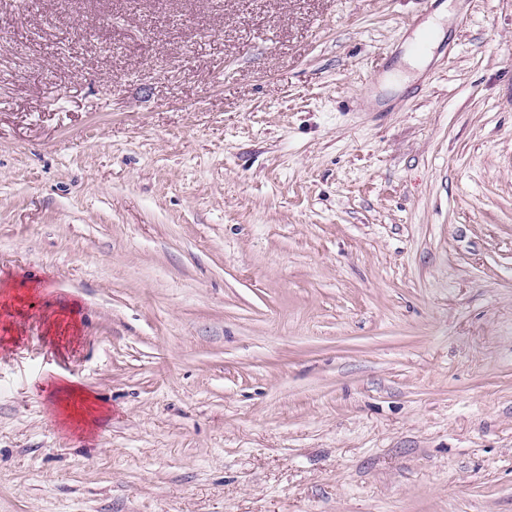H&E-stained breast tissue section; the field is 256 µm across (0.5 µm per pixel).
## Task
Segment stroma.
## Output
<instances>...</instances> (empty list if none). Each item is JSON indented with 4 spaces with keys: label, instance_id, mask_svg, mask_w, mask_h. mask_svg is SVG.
Masks as SVG:
<instances>
[{
    "label": "stroma",
    "instance_id": "1",
    "mask_svg": "<svg viewBox=\"0 0 512 512\" xmlns=\"http://www.w3.org/2000/svg\"><path fill=\"white\" fill-rule=\"evenodd\" d=\"M436 5L0 0V512H512V0Z\"/></svg>",
    "mask_w": 512,
    "mask_h": 512
}]
</instances>
